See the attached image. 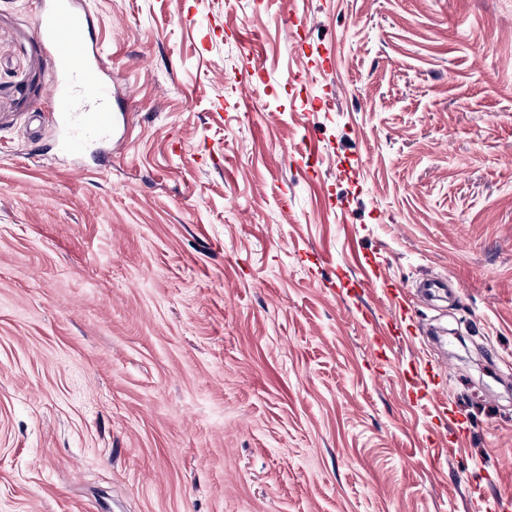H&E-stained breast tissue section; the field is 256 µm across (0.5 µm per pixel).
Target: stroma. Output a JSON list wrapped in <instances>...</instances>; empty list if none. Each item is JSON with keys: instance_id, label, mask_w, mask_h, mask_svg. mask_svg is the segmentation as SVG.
<instances>
[{"instance_id": "obj_1", "label": "stroma", "mask_w": 512, "mask_h": 512, "mask_svg": "<svg viewBox=\"0 0 512 512\" xmlns=\"http://www.w3.org/2000/svg\"><path fill=\"white\" fill-rule=\"evenodd\" d=\"M82 2L65 151L0 0V512H512V0Z\"/></svg>"}]
</instances>
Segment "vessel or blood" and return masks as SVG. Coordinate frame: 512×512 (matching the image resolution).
I'll return each mask as SVG.
<instances>
[{
	"label": "vessel or blood",
	"instance_id": "obj_1",
	"mask_svg": "<svg viewBox=\"0 0 512 512\" xmlns=\"http://www.w3.org/2000/svg\"><path fill=\"white\" fill-rule=\"evenodd\" d=\"M89 14L78 0H40L38 33L50 51L56 80L50 97L57 105L64 128L79 126L85 134H103L113 125L111 92L102 81L100 53L88 38ZM430 393L438 416L448 419V431L461 434L465 420L448 416V402L441 385Z\"/></svg>",
	"mask_w": 512,
	"mask_h": 512
}]
</instances>
